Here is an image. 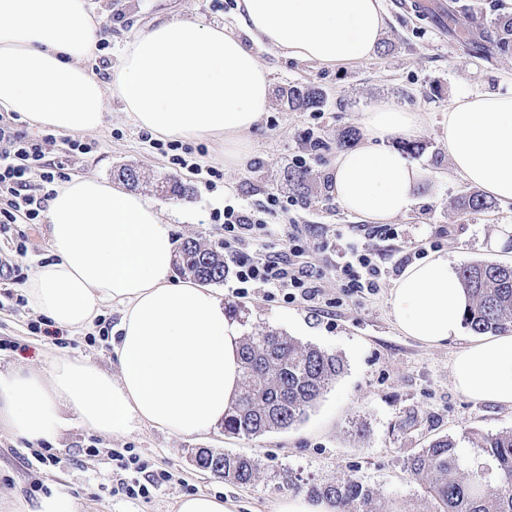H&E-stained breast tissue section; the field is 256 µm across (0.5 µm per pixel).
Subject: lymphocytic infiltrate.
Returning a JSON list of instances; mask_svg holds the SVG:
<instances>
[{
    "instance_id": "1",
    "label": "lymphocytic infiltrate",
    "mask_w": 512,
    "mask_h": 512,
    "mask_svg": "<svg viewBox=\"0 0 512 512\" xmlns=\"http://www.w3.org/2000/svg\"><path fill=\"white\" fill-rule=\"evenodd\" d=\"M53 140L50 134L41 140L29 137L0 113V224L44 222L54 186L64 177L61 165L46 158L45 146ZM293 204L292 198L272 194L257 209L228 205L214 213L224 226V254L238 292L257 290L287 303L323 301L332 307L336 301L323 299L321 282L333 275L346 297L374 294L383 272L360 240L358 226H348L344 244L322 266L305 265L304 229L279 221ZM275 239L282 248L272 247Z\"/></svg>"
}]
</instances>
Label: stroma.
Wrapping results in <instances>:
<instances>
[{
    "label": "stroma",
    "mask_w": 512,
    "mask_h": 512,
    "mask_svg": "<svg viewBox=\"0 0 512 512\" xmlns=\"http://www.w3.org/2000/svg\"><path fill=\"white\" fill-rule=\"evenodd\" d=\"M398 2L383 0L386 28L373 57L362 64L332 68L285 58L275 48L254 44L260 64L271 71L274 96L261 121L244 136L250 166L225 165L223 146L204 142L196 161L221 169L223 177L214 186L174 168L167 155L143 140L141 128L126 119L116 97L106 102L104 126L84 136L94 143L92 152L69 151L61 139L50 146L51 156L62 159L69 176L95 175L111 182L119 168L133 167L140 175L139 193L162 209L176 241L195 237L216 245L224 231L211 218L214 209L252 205L271 193L291 195V160L304 155L309 167L306 189L291 215L316 227L306 244L307 260L316 266L323 259L321 240L334 239L339 227L359 221L331 194L329 170L343 132H355L356 145L364 144L362 119L376 101L426 114L428 122L414 139L418 149L410 159L440 170L441 177L421 185L413 208L393 218L395 239L371 240L375 260L386 274L377 292L363 300L342 298L333 277L321 282L324 296L337 301L327 312L260 292L237 294L230 278L216 285L219 298L235 306L245 333L276 330L342 357L343 373L302 422L252 440L225 434L220 426L194 438L146 428L113 439L89 433L70 413L64 429L49 443L58 459L53 467L39 464L35 448L0 428V512H12L19 499L33 510L54 492L70 496L78 512H172L176 499L200 491L236 500L240 512H272L279 499L350 475L395 503L399 512H432L434 502L424 486L404 469L407 457L441 436L470 457L479 437L512 431V407L472 401L455 387L458 342L434 347L405 336L390 305L394 283L416 253L445 254L459 268L475 262L512 264V236L497 239L501 225H512V205L464 208V198L476 187L453 173L440 138L454 98L476 91H512V55L489 57L476 47L499 20L512 18V0H420L410 9ZM88 5L112 24L106 54L113 70L125 43L160 15L241 29L239 0H88ZM445 10L456 13V25L442 18ZM291 85L322 90L325 105L317 110L288 108L278 95ZM173 176L187 185L185 195L162 191L163 182ZM51 254L48 225L0 228V259L10 264L0 276V367L43 370L50 355L63 353L114 370L110 332L117 312L104 308L94 329L74 335L28 306L25 283ZM122 448L134 449L149 469L171 472V481L145 499L115 494L118 477H137L132 470L117 474L108 452ZM200 448L255 457L256 480L239 486L199 471L191 458Z\"/></svg>",
    "instance_id": "35a3bbf8"
}]
</instances>
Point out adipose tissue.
I'll list each match as a JSON object with an SVG mask.
<instances>
[{
    "instance_id": "adipose-tissue-1",
    "label": "adipose tissue",
    "mask_w": 512,
    "mask_h": 512,
    "mask_svg": "<svg viewBox=\"0 0 512 512\" xmlns=\"http://www.w3.org/2000/svg\"><path fill=\"white\" fill-rule=\"evenodd\" d=\"M240 8L243 38L204 20L157 18L125 44L106 82L88 66L102 22L87 0H0V110L84 133L103 125L115 95L135 125L222 143L225 164L238 166L242 135L272 95L252 43L347 66L371 59L385 28L382 0H240ZM363 124L369 143L337 156L331 192L345 211L379 222L408 211L428 177L382 142L418 134L424 115L381 103ZM441 135L460 177L512 205V92L456 98ZM47 213L53 257L30 275L27 302L76 332L101 307L115 308L117 371L67 354L41 372L0 370V425L35 445L58 436L66 410L113 438L144 427L192 437L223 422L241 393L242 327L211 288L171 282L175 243L160 211L138 192L79 175L58 187ZM390 303L404 335L460 342L454 382L469 399L512 407V332L462 341L467 298L446 257L407 266Z\"/></svg>"
}]
</instances>
